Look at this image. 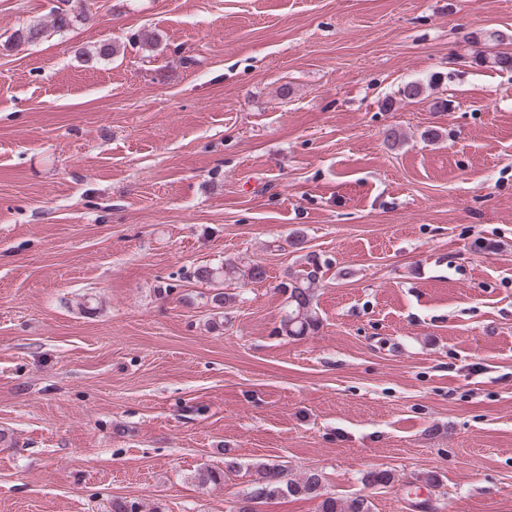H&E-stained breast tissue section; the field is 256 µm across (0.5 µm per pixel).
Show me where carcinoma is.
Instances as JSON below:
<instances>
[{
    "mask_svg": "<svg viewBox=\"0 0 512 512\" xmlns=\"http://www.w3.org/2000/svg\"><path fill=\"white\" fill-rule=\"evenodd\" d=\"M89 0H80L79 10L57 8L52 14V27L62 31L90 18ZM47 28L39 23L16 31L10 40L17 43H35L45 37ZM475 64L498 70H512V52H495L475 57ZM191 277L202 284L213 285L208 299L215 308L223 309L236 300L235 290L246 282H262L267 278L266 268L253 262L224 263L220 266H200ZM321 270L311 255H306L303 268L287 275V280L278 284L286 294V311L279 321L276 333L279 336H305L319 330L320 319L313 308L315 290L320 284ZM256 478L251 494L240 501L237 512H253L252 501L272 498H318V512H370L367 498L356 496L342 500L323 493L324 476L312 470L298 479L288 478L284 466L275 463H259L254 466ZM226 472L203 467L195 474V480L202 487L221 485Z\"/></svg>",
    "mask_w": 512,
    "mask_h": 512,
    "instance_id": "carcinoma-1",
    "label": "carcinoma"
}]
</instances>
